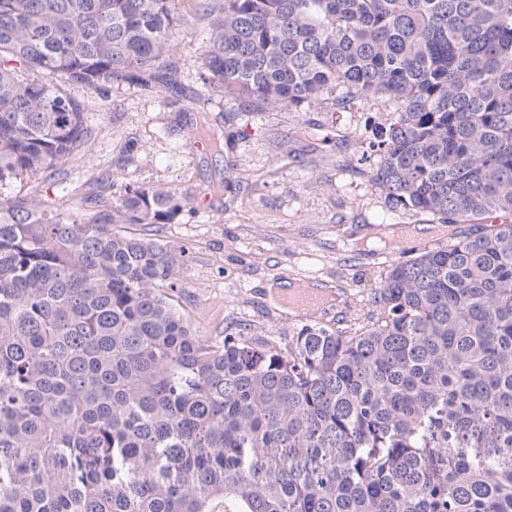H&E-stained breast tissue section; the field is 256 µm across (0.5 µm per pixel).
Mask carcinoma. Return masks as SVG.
<instances>
[{
    "instance_id": "1",
    "label": "carcinoma",
    "mask_w": 512,
    "mask_h": 512,
    "mask_svg": "<svg viewBox=\"0 0 512 512\" xmlns=\"http://www.w3.org/2000/svg\"><path fill=\"white\" fill-rule=\"evenodd\" d=\"M180 0H0V512H512V224L392 264L345 328L199 336L170 191L78 220L17 182L84 157L70 87L177 86ZM239 112L382 97L393 209L512 214V0H203ZM62 475L44 474L52 457Z\"/></svg>"
}]
</instances>
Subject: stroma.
Masks as SVG:
<instances>
[{
  "mask_svg": "<svg viewBox=\"0 0 512 512\" xmlns=\"http://www.w3.org/2000/svg\"><path fill=\"white\" fill-rule=\"evenodd\" d=\"M199 2L182 0L175 34L177 81L189 92L202 87L208 38ZM71 93L95 131L91 149L61 164V176L24 180V192L49 205L66 186L69 212L81 219L91 214L82 202L91 190L104 207L128 181L170 190L182 205L171 221L112 230L189 249L176 305L211 342L241 331L286 350L308 320L269 303L268 285L284 280L339 289L322 320L347 326L370 308L396 258L448 244L447 225L389 209L369 179L362 143L390 119L384 100L236 116L219 98L180 101L161 87L116 84L104 97L76 85ZM200 137L210 149H197Z\"/></svg>",
  "mask_w": 512,
  "mask_h": 512,
  "instance_id": "35a3bbf8",
  "label": "stroma"
}]
</instances>
